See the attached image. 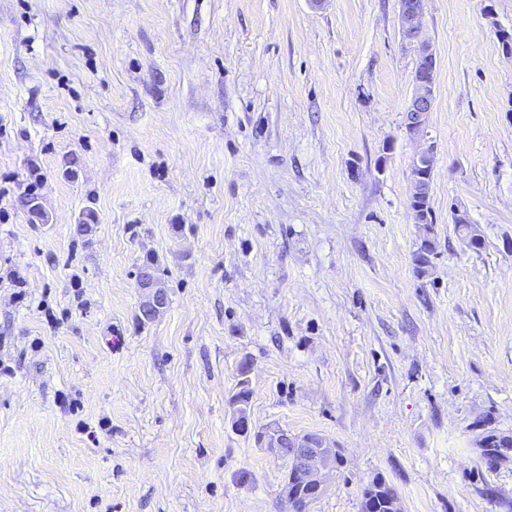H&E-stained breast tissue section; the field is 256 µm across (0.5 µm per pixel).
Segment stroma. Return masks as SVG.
<instances>
[{
	"mask_svg": "<svg viewBox=\"0 0 512 512\" xmlns=\"http://www.w3.org/2000/svg\"><path fill=\"white\" fill-rule=\"evenodd\" d=\"M423 7L421 273L398 0H0V512H287L244 361L253 427L342 450L311 512L379 476L401 512H512L474 444L512 435V0ZM432 159L433 148L431 145H429L427 147L422 148V150L417 153L415 161H426V163L424 162L423 164L425 165V167L430 169L433 167ZM415 161L413 162L412 166V177L419 174H427L426 179L421 185L422 187H424L421 190V196L418 198L416 202L410 204L412 208L417 207L419 209L418 217L425 231V238L420 248V252H418L415 258V261L419 265L418 267L421 269L422 272H424L425 269L430 266V255L433 254L435 248L434 237L431 236L432 234L434 235V222L432 219V209L429 202V186L432 180L433 172L430 170L428 171V173H425L426 170L418 166ZM137 288H140L142 301L139 310L142 316L153 319L166 306L167 295L159 279L148 268L138 276Z\"/></svg>",
	"mask_w": 512,
	"mask_h": 512,
	"instance_id": "obj_1",
	"label": "stroma"
}]
</instances>
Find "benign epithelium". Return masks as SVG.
I'll return each mask as SVG.
<instances>
[{"label":"benign epithelium","instance_id":"obj_1","mask_svg":"<svg viewBox=\"0 0 512 512\" xmlns=\"http://www.w3.org/2000/svg\"><path fill=\"white\" fill-rule=\"evenodd\" d=\"M399 4L402 39L417 55L413 94L405 110L404 126L408 134L419 137L424 133L435 102V54L423 34V0H399ZM137 287L142 295L139 310L150 320L166 306L165 289L147 268L139 274ZM339 452L340 449L324 438L317 445L305 441L288 449L289 467L281 496L291 505V512H309L310 505L326 492V480L333 470L332 461Z\"/></svg>","mask_w":512,"mask_h":512}]
</instances>
